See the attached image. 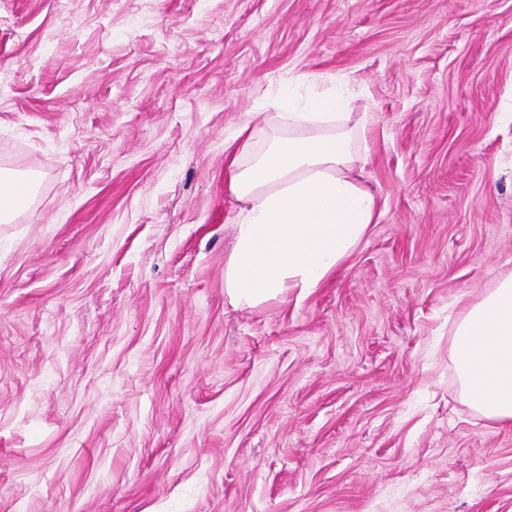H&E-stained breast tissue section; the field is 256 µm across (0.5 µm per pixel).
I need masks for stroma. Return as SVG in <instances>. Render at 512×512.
Segmentation results:
<instances>
[{
    "label": "stroma",
    "mask_w": 512,
    "mask_h": 512,
    "mask_svg": "<svg viewBox=\"0 0 512 512\" xmlns=\"http://www.w3.org/2000/svg\"><path fill=\"white\" fill-rule=\"evenodd\" d=\"M309 75L380 215L237 307L227 147ZM0 165V512H512L451 357L512 275V0H0ZM36 188L34 175H23L13 168L0 166V223L11 222L19 211L27 209Z\"/></svg>",
    "instance_id": "stroma-1"
}]
</instances>
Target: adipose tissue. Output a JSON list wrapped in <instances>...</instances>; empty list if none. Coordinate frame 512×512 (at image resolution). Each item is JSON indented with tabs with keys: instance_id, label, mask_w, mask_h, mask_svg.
Listing matches in <instances>:
<instances>
[{
	"instance_id": "adipose-tissue-1",
	"label": "adipose tissue",
	"mask_w": 512,
	"mask_h": 512,
	"mask_svg": "<svg viewBox=\"0 0 512 512\" xmlns=\"http://www.w3.org/2000/svg\"><path fill=\"white\" fill-rule=\"evenodd\" d=\"M343 89L305 102L282 89L275 99L287 130L271 129L256 144L250 126L226 171L240 203L234 246L224 264L231 302L254 307L307 295L331 277L379 215L377 195L354 174V142L366 122H352ZM31 174L0 166V223L27 209L36 193ZM453 363L462 392L485 419L512 424V277L503 279L455 325Z\"/></svg>"
}]
</instances>
